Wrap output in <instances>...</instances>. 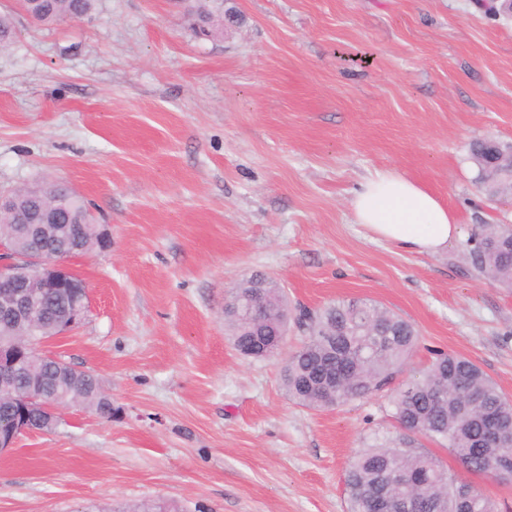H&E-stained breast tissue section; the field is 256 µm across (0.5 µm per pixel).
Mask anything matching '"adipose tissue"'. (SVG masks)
I'll return each instance as SVG.
<instances>
[{
    "mask_svg": "<svg viewBox=\"0 0 512 512\" xmlns=\"http://www.w3.org/2000/svg\"><path fill=\"white\" fill-rule=\"evenodd\" d=\"M356 223L375 240L408 252L434 254L459 232L453 212L418 183L395 171L364 179L354 193Z\"/></svg>",
    "mask_w": 512,
    "mask_h": 512,
    "instance_id": "ef3b65f1",
    "label": "adipose tissue"
}]
</instances>
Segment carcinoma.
I'll return each instance as SVG.
<instances>
[{
  "mask_svg": "<svg viewBox=\"0 0 512 512\" xmlns=\"http://www.w3.org/2000/svg\"><path fill=\"white\" fill-rule=\"evenodd\" d=\"M94 0H23L33 21L53 24L88 15ZM200 32L223 33L222 12L196 11ZM17 37L13 17L0 14V48ZM476 181L485 194L512 196V155L496 154L495 145L477 140L470 146ZM42 210L56 212L57 222L33 225ZM24 227L26 244L68 231L81 234V251L99 248L93 218L84 200L64 182L43 180L26 185L0 211V235ZM471 270L504 288H512V224H477L467 241ZM235 293L260 321L246 324L236 308L224 310L229 339L242 354L266 357L268 344L284 342L281 330L290 321L306 333L303 343L284 360L282 381L288 398L310 408L325 409L365 399L402 373L419 344L415 326L402 316L364 299L339 300L311 311L286 308V295L261 274L241 279ZM40 388L52 399L66 396L102 418H111L112 399L98 378L65 363L36 358L18 374L16 389ZM400 433L355 456L344 475L350 512H496L494 499L483 489L448 472L442 460L421 440L449 450L473 475L512 474V400L473 361L436 350L417 377L402 381L390 397ZM500 423L497 442L485 439L487 419ZM123 512H179L163 500H143Z\"/></svg>",
  "mask_w": 512,
  "mask_h": 512,
  "instance_id": "carcinoma-1",
  "label": "carcinoma"
}]
</instances>
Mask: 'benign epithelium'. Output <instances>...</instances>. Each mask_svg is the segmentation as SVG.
<instances>
[{
  "label": "benign epithelium",
  "instance_id": "7a95c632",
  "mask_svg": "<svg viewBox=\"0 0 512 512\" xmlns=\"http://www.w3.org/2000/svg\"><path fill=\"white\" fill-rule=\"evenodd\" d=\"M70 256L59 251L36 250L17 253L11 241L0 240V317L24 328L27 334L9 342H0V387L7 389L18 375L16 366L28 354L58 356L40 348L46 339L36 337L35 331L43 315L42 295L45 292H62L77 287L81 298L79 306L68 318L58 335L63 336L87 317L90 311V291L85 281L67 265ZM15 400L16 414L9 425L0 429V454L11 450L19 436L31 432L28 414L42 409L54 418H61L67 407L63 399L45 401L41 396L26 392L9 393Z\"/></svg>",
  "mask_w": 512,
  "mask_h": 512
}]
</instances>
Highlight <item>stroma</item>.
Returning a JSON list of instances; mask_svg holds the SVG:
<instances>
[{
	"mask_svg": "<svg viewBox=\"0 0 512 512\" xmlns=\"http://www.w3.org/2000/svg\"><path fill=\"white\" fill-rule=\"evenodd\" d=\"M95 0L76 22L13 13L0 51V190L62 179L112 245L72 257L87 319L46 350L96 375L104 419L63 410L0 457V512H348L356 454L395 437L387 394L289 400L282 360L240 354L224 303L245 275L312 310L375 300L420 346L462 355L512 398V290L472 275L475 225L512 202L475 181L473 141L512 140V19L478 0ZM398 171L458 217L432 255L373 240L359 183Z\"/></svg>",
	"mask_w": 512,
	"mask_h": 512,
	"instance_id": "obj_1",
	"label": "stroma"
}]
</instances>
